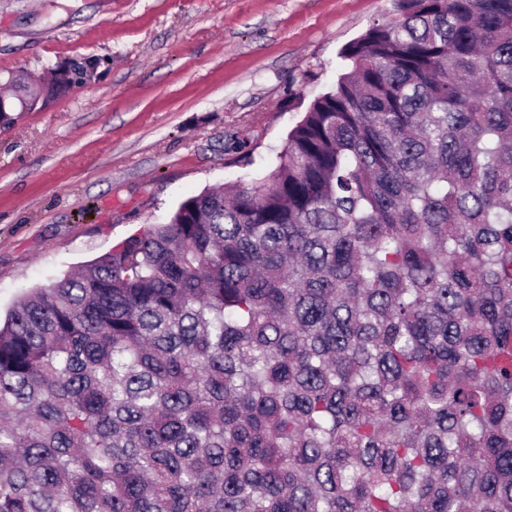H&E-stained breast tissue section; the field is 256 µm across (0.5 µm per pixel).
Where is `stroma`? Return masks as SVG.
Segmentation results:
<instances>
[{
    "label": "stroma",
    "mask_w": 512,
    "mask_h": 512,
    "mask_svg": "<svg viewBox=\"0 0 512 512\" xmlns=\"http://www.w3.org/2000/svg\"><path fill=\"white\" fill-rule=\"evenodd\" d=\"M393 15L392 0H0L1 81L99 62L0 122V314L204 188L269 173L339 51Z\"/></svg>",
    "instance_id": "stroma-1"
}]
</instances>
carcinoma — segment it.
<instances>
[{
	"instance_id": "cac0c4a2",
	"label": "carcinoma",
	"mask_w": 512,
	"mask_h": 512,
	"mask_svg": "<svg viewBox=\"0 0 512 512\" xmlns=\"http://www.w3.org/2000/svg\"><path fill=\"white\" fill-rule=\"evenodd\" d=\"M394 11L263 179L19 297L0 512H512V0Z\"/></svg>"
}]
</instances>
